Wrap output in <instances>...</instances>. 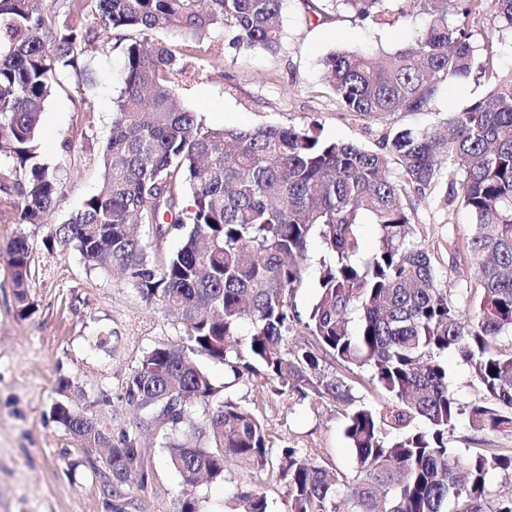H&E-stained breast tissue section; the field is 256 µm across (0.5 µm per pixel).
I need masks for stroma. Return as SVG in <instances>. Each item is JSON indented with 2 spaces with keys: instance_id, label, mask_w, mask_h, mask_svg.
<instances>
[{
  "instance_id": "35a3bbf8",
  "label": "stroma",
  "mask_w": 512,
  "mask_h": 512,
  "mask_svg": "<svg viewBox=\"0 0 512 512\" xmlns=\"http://www.w3.org/2000/svg\"><path fill=\"white\" fill-rule=\"evenodd\" d=\"M322 0H284L282 44L277 51L243 50L228 32L215 33L224 45L222 62L187 82L183 103L212 126L254 129L266 126L313 129L322 137L382 152L396 129H433L449 112L488 96L487 80L477 77L439 82L429 105L419 112H397L379 119H355L343 110L322 80V62L339 50L392 53L414 42L426 18L394 0L387 24L376 25L349 13H322ZM476 46L492 44L500 71H512V34L498 29L492 11L469 18ZM122 44L98 54L92 100L97 135H83L78 98L55 93L42 114L41 150L58 168L62 195L49 223L15 221L16 192L0 190V512H112V498L78 443L52 416L60 386L82 387L84 411L113 435L128 434L146 449L144 482L127 490L126 512H177L184 496L197 499L203 512H235L232 490L251 483L265 490L272 512H287V488L277 472L228 465L223 481L184 490L169 466L163 433L151 416L135 413L123 395L125 383L143 352L185 334L174 318L145 304L132 285L116 275L89 270L73 247L47 251L52 226L65 222L93 194L102 178L100 158L112 123V101L120 90ZM70 140V151L61 143ZM449 181L428 198L408 192L406 203L414 238L428 248L441 278L463 288L473 279L463 247L471 230L467 211L443 202ZM25 235L37 276L28 292L30 314L19 311L7 246ZM217 398L231 397L266 426L274 446L290 445L340 477L355 476V461L344 435L343 406L314 394L281 386L263 374L231 381L224 364L200 358ZM448 445L460 455L510 454L512 436L475 440L467 421H459Z\"/></svg>"
}]
</instances>
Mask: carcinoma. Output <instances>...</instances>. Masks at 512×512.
Masks as SVG:
<instances>
[{
    "label": "carcinoma",
    "mask_w": 512,
    "mask_h": 512,
    "mask_svg": "<svg viewBox=\"0 0 512 512\" xmlns=\"http://www.w3.org/2000/svg\"><path fill=\"white\" fill-rule=\"evenodd\" d=\"M485 1L512 30V0H407L428 18L414 43L391 54L344 50L324 59V81L359 119L422 110L440 78L476 70L494 82L489 97L449 113L441 131L397 130L384 156L312 130L214 127L181 104L184 81L221 58L223 46L199 58L169 35L202 40L222 29L239 48L274 51L284 0H82L87 12L76 14L67 11L70 0H0V188L15 185L20 224L47 222L61 192L58 170L40 152L47 100L59 89L76 95L86 104L84 134H95L92 53L112 48L116 32L132 34L101 184L43 244L73 246L90 270L109 273L119 264L148 306L184 326L179 341L144 352L124 388L135 412L153 414L183 483L222 481L230 462L272 467L287 486L288 512H341L339 476L297 448L273 449L249 409L214 400L209 374L194 361L206 356L236 379L261 369L349 409L345 436L356 468L346 485L349 512H447L450 501L456 512H512V494L487 507L490 476L512 471V454L462 456L448 447L462 417L476 435H512V351L496 346L512 334V73L497 72L491 56L476 62L465 19ZM328 2L383 25L394 0ZM445 170L459 191L444 202L472 217L464 247L477 292L463 302L413 238L404 202L408 186L429 196ZM366 216L380 237L364 257ZM135 224L157 238L180 232L181 246L159 260L152 243L133 234ZM315 234L323 271L303 322L292 297ZM8 253L25 312L33 248L19 235ZM448 352L471 367L484 401L464 405L449 389ZM329 360L368 368L387 400L356 405L346 377L325 373ZM198 403L208 407L202 433L188 414ZM52 415L86 453L103 451L112 510L125 512L124 488L144 473L142 449L125 434L112 439L68 402L55 403ZM418 418L425 429L414 427ZM233 499L241 512H269L257 486L236 487Z\"/></svg>",
    "instance_id": "1"
}]
</instances>
